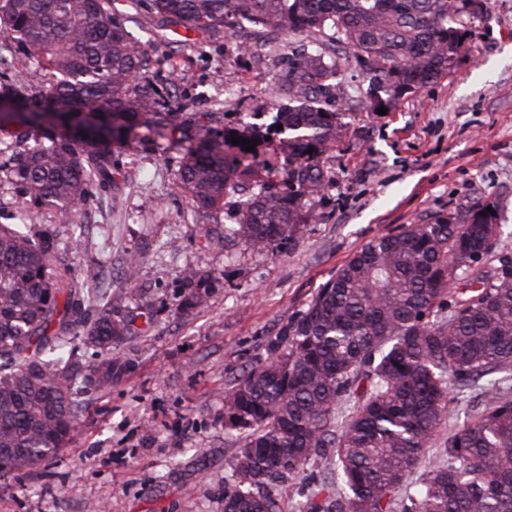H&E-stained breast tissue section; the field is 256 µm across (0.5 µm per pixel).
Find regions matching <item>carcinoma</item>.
<instances>
[{
  "instance_id": "carcinoma-1",
  "label": "carcinoma",
  "mask_w": 512,
  "mask_h": 512,
  "mask_svg": "<svg viewBox=\"0 0 512 512\" xmlns=\"http://www.w3.org/2000/svg\"><path fill=\"white\" fill-rule=\"evenodd\" d=\"M187 32L224 31L242 19L307 41L288 61V88L276 85V122L288 129V194L262 186L234 229L247 249L274 252L316 220L306 193L324 172L311 159L346 134L343 108L353 89L343 69L365 65L386 95L427 87L448 74L464 46L466 19L479 0H139ZM115 0H0V48L18 52L17 81L0 71V97L18 112L0 128L23 148L10 173L21 222L55 207L78 241L80 210L92 192L112 191L108 143L50 131L59 114H99L111 138L129 124L153 123L159 92L147 81L150 58L127 32ZM36 68H31V64ZM288 95V105L278 104ZM242 161L220 144L187 140L177 179L192 204L208 208L234 187ZM495 234L493 214L477 204L402 226L354 253L297 320L270 357L235 380L224 398L225 427L239 434L235 479L224 512H277L269 493L304 472L325 448L336 473L311 512H512V265L481 266ZM464 269L470 279L462 281ZM184 306H201L202 276L181 273ZM84 282L63 266L56 240L0 224V479L53 457L73 438L84 387L112 385L124 367L120 347L130 320L95 307ZM100 350L85 364L80 347ZM484 398L476 419L435 437L453 386Z\"/></svg>"
}]
</instances>
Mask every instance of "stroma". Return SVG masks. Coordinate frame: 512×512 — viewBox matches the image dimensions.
<instances>
[{
    "label": "stroma",
    "instance_id": "1",
    "mask_svg": "<svg viewBox=\"0 0 512 512\" xmlns=\"http://www.w3.org/2000/svg\"><path fill=\"white\" fill-rule=\"evenodd\" d=\"M114 7L147 50L161 95L189 99L191 114L159 107L157 126L113 143L116 185L88 203L79 243L57 211H44L35 225L57 236L65 264L91 296L111 298L115 311L138 318L123 346L121 377L84 389V412L66 448L0 482V512H224L238 448L224 426L225 392L268 357L281 329L344 261L401 226L478 202L496 212L484 267L512 261V0H488L448 75L404 94L386 114L371 110L369 76L350 62L345 76L357 101L344 111L348 132L319 156L326 181L306 197L317 219L273 254L244 249L231 230L260 185L286 182L287 133H255L272 121L269 88L287 83L299 40L244 21L243 38L266 48L246 57L231 38L180 40L133 0ZM203 128L230 158L242 153L232 137L255 140L258 162L209 210L193 208L176 177L181 139ZM188 267L207 273L206 302L184 312ZM335 463L324 452L303 476L273 489L279 512H309Z\"/></svg>",
    "mask_w": 512,
    "mask_h": 512
}]
</instances>
